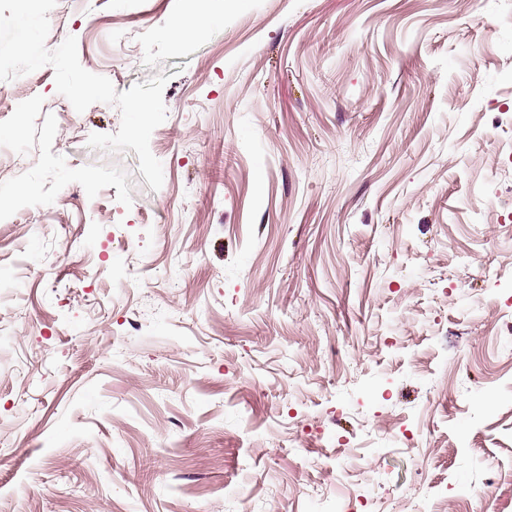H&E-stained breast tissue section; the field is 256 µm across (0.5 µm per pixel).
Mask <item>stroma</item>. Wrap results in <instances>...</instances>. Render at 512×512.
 Returning <instances> with one entry per match:
<instances>
[{
	"label": "stroma",
	"instance_id": "stroma-1",
	"mask_svg": "<svg viewBox=\"0 0 512 512\" xmlns=\"http://www.w3.org/2000/svg\"><path fill=\"white\" fill-rule=\"evenodd\" d=\"M58 0L6 82L0 512H512V0ZM30 103L24 116L15 106Z\"/></svg>",
	"mask_w": 512,
	"mask_h": 512
}]
</instances>
